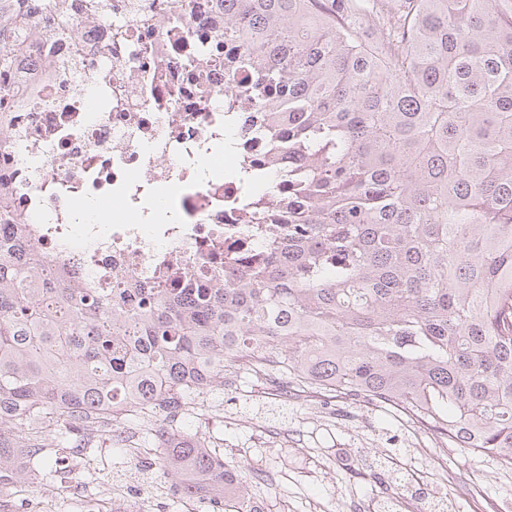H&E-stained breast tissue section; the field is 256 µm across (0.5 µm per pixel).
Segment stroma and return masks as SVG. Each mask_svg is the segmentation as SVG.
<instances>
[{"instance_id":"stroma-1","label":"stroma","mask_w":512,"mask_h":512,"mask_svg":"<svg viewBox=\"0 0 512 512\" xmlns=\"http://www.w3.org/2000/svg\"><path fill=\"white\" fill-rule=\"evenodd\" d=\"M260 388L250 379L226 385L211 396L213 417L198 432L225 459L260 473L251 494L270 512H363L388 495L375 481L383 467L407 479L392 512H420L412 498L419 488L450 512H512V469L483 458L457 462L399 413L310 393L284 403ZM88 455L110 467L113 488L128 493L137 512H207L202 500L169 495L158 449Z\"/></svg>"}]
</instances>
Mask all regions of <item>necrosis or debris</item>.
Here are the masks:
<instances>
[{"instance_id":"obj_1","label":"necrosis or debris","mask_w":512,"mask_h":512,"mask_svg":"<svg viewBox=\"0 0 512 512\" xmlns=\"http://www.w3.org/2000/svg\"><path fill=\"white\" fill-rule=\"evenodd\" d=\"M181 14L174 23L173 14ZM21 45L0 86V242L29 225L49 263L95 287L126 279L187 278L252 253L244 201L275 175L258 115L224 109V14L207 0H110L74 5ZM119 204L107 220L78 204Z\"/></svg>"}]
</instances>
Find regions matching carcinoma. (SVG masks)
<instances>
[{
    "label": "carcinoma",
    "instance_id": "1",
    "mask_svg": "<svg viewBox=\"0 0 512 512\" xmlns=\"http://www.w3.org/2000/svg\"><path fill=\"white\" fill-rule=\"evenodd\" d=\"M0 0V39L19 3ZM225 84L300 160L258 199L276 246L204 288L67 280L20 225L0 243V486L22 456L97 448L254 374L393 408L465 458L512 467V0H218ZM8 427L12 433L1 432ZM172 494L264 512L197 433L146 429Z\"/></svg>",
    "mask_w": 512,
    "mask_h": 512
}]
</instances>
